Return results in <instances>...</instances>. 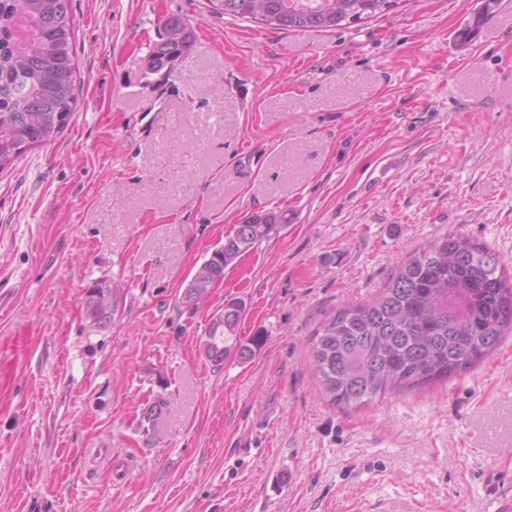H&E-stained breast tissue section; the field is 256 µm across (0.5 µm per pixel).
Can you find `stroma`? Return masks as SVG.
Instances as JSON below:
<instances>
[{
    "instance_id": "1",
    "label": "stroma",
    "mask_w": 512,
    "mask_h": 512,
    "mask_svg": "<svg viewBox=\"0 0 512 512\" xmlns=\"http://www.w3.org/2000/svg\"><path fill=\"white\" fill-rule=\"evenodd\" d=\"M479 5L400 0L318 32L210 0H73L74 116L0 173V512H501L512 339L361 410L330 405L307 358L325 315L444 234L512 264V0L460 43ZM171 16L195 45L164 79L144 57ZM270 210L298 219L179 306ZM102 279L122 291L95 329ZM232 298L264 342L217 367L198 344ZM116 286L107 280L96 282L92 288L87 291L85 301L86 319L90 320L92 325L103 329L112 323V316L116 308L117 299Z\"/></svg>"
}]
</instances>
